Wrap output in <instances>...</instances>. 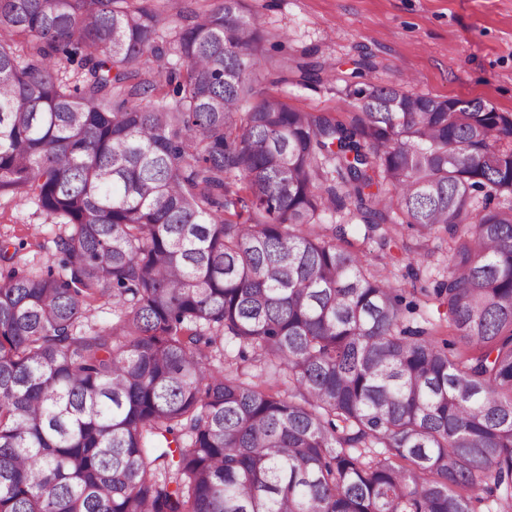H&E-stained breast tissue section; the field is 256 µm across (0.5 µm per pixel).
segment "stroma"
Listing matches in <instances>:
<instances>
[{"label":"stroma","instance_id":"stroma-1","mask_svg":"<svg viewBox=\"0 0 512 512\" xmlns=\"http://www.w3.org/2000/svg\"><path fill=\"white\" fill-rule=\"evenodd\" d=\"M274 58L324 63L320 82L289 74L287 83L263 81L262 92L282 97L296 109L350 119L345 95L361 61L366 82L396 86L441 99L484 100L512 114V0H250ZM61 225L50 223L33 202L0 200V237L17 248V267L41 272L58 266L54 239ZM411 235L397 228L387 250L361 244L371 269L388 266L397 287L433 288L442 256L408 265L403 243Z\"/></svg>","mask_w":512,"mask_h":512}]
</instances>
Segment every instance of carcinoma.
<instances>
[{
	"instance_id": "cac0c4a2",
	"label": "carcinoma",
	"mask_w": 512,
	"mask_h": 512,
	"mask_svg": "<svg viewBox=\"0 0 512 512\" xmlns=\"http://www.w3.org/2000/svg\"><path fill=\"white\" fill-rule=\"evenodd\" d=\"M188 20L0 0L31 48L0 40V198L68 228L43 275L0 240V512H512V115L366 82L348 122L247 108L324 66L271 62L248 0ZM395 224L448 254L422 326L352 240ZM226 341L288 394L212 365Z\"/></svg>"
}]
</instances>
